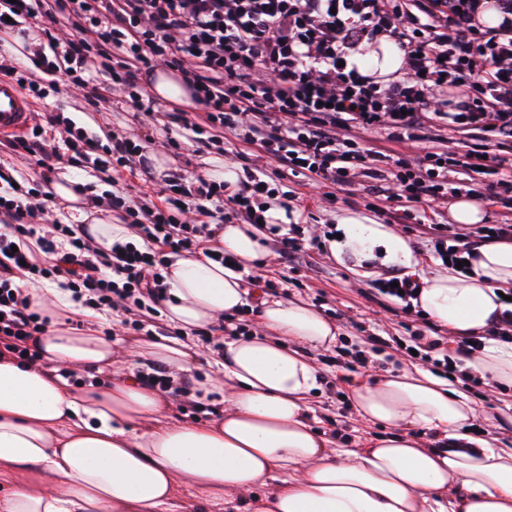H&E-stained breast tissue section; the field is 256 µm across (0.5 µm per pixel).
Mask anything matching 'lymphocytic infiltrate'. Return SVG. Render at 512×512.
<instances>
[{"instance_id":"lymphocytic-infiltrate-1","label":"lymphocytic infiltrate","mask_w":512,"mask_h":512,"mask_svg":"<svg viewBox=\"0 0 512 512\" xmlns=\"http://www.w3.org/2000/svg\"><path fill=\"white\" fill-rule=\"evenodd\" d=\"M494 2L502 20L493 29L478 18ZM74 17L73 38L59 41L49 25ZM45 35L51 58L39 67L59 73L65 86L84 91L92 108L119 94L147 118H161L173 149L202 154L233 130L259 145L281 170L314 182L346 183L351 171L384 163L403 197L425 204L458 195L454 177L463 160L489 167L497 186L512 182V0H0V33L16 19ZM404 54L403 73L386 86L350 64L352 55L378 37ZM95 54L112 78L92 85L83 76ZM178 72L201 111L157 115L147 97L154 65ZM460 95L449 102V88ZM453 131L477 130L499 146L465 158L434 145L416 163L360 147L355 128L380 129L391 138L428 142L423 114ZM46 130L14 136L12 150L33 166L32 187H0V350L20 360L39 357L47 319L30 311L26 284L64 279L97 311H121L122 326L137 336L166 335L156 311L165 301L161 268L167 255L224 257L219 234L226 223L257 224L273 191L259 172L228 186L198 175L174 183L162 199L129 205L113 193L110 211L131 217L135 242L104 251L86 225L43 223L42 186L51 184L62 151L101 170L99 142L115 161L143 181L153 179L147 148L151 135L102 138L66 125L55 112ZM62 127L63 142L48 135Z\"/></svg>"}]
</instances>
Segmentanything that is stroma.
Wrapping results in <instances>:
<instances>
[{
  "label": "stroma",
  "instance_id": "1",
  "mask_svg": "<svg viewBox=\"0 0 512 512\" xmlns=\"http://www.w3.org/2000/svg\"><path fill=\"white\" fill-rule=\"evenodd\" d=\"M56 110L66 112L76 126H83L87 117H94L97 124L109 127L122 134L138 128L139 123L129 105L111 102L108 110L96 113L82 96L61 92L53 99ZM62 165L72 166L76 176L95 184L99 190H118L130 200H138L143 192H156L153 183L132 177L116 163H109L105 172L98 173L63 157ZM233 167L238 176L256 166L266 169V180L270 187L285 191L290 197L291 210L288 214L287 233L297 238L324 235L334 230L336 219L350 211L381 221L380 211L385 208V198L393 194L390 181H378L372 171L363 169L353 178L351 184L342 187H327L312 184L303 175L295 174L281 179L275 166L267 164L259 147L241 142L232 131L224 133L223 150L193 157L192 168L199 173ZM449 201H439L424 207L408 204L407 215L395 227L396 232L406 241L411 250L420 257L425 276L442 272L441 260L435 252L436 243H446L459 225L449 223ZM424 224L440 225L437 238L421 234ZM267 255L262 263L250 267L253 276L270 279L284 276L288 279L286 297L303 301L319 309L324 316L339 328L336 349L347 353L354 351L360 343L361 332L375 333L384 337L409 338L410 334L427 335L432 320L427 314L407 316L387 295L377 291L379 278L391 276V269L366 278L354 274L355 260L347 256L335 259L329 251L304 250L298 252L291 262L282 261L274 248L272 239H265ZM311 356L319 372V389L310 397L313 409V426L326 436L333 446L355 449L365 440L386 435V428L361 421L353 407H350V389L357 383L373 379L389 372L422 367L421 359L410 358L398 351L394 355H377L371 367L349 371L327 365L328 351L315 350ZM451 388L465 393L480 411L475 422L481 439L495 448H512V384L483 380L475 386L464 384L461 375L447 379Z\"/></svg>",
  "mask_w": 512,
  "mask_h": 512
}]
</instances>
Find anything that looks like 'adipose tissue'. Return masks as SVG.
<instances>
[{
	"label": "adipose tissue",
	"instance_id": "1",
	"mask_svg": "<svg viewBox=\"0 0 512 512\" xmlns=\"http://www.w3.org/2000/svg\"><path fill=\"white\" fill-rule=\"evenodd\" d=\"M78 184L64 171L53 185L68 219L88 225L101 247L131 241L127 226L87 203ZM336 231L328 241L334 258L420 266L403 238L369 217L343 215ZM219 240L235 267L203 255L168 266L164 314L181 329L213 325L250 304L240 270L262 254V237L252 225L228 224ZM510 290L512 241L486 242L467 272L424 279L419 304L452 337L484 336L473 370L512 383V343L485 336ZM28 294L49 323L40 360L0 353V512H162L186 484L212 503L265 488L258 512H512V448L470 437V400L424 371L353 387L358 415L389 433L358 452L329 447L311 423L308 400L319 379L306 351L331 348L338 329L313 305L263 300L264 333L225 342L216 360L226 379L223 416L170 422L160 392L113 374L111 337L91 324L71 326L80 309L70 291L52 284ZM138 354L185 375L199 360L196 348L175 339L143 341ZM89 370L113 378L105 386L70 383ZM417 428L436 435L438 446L419 441Z\"/></svg>",
	"mask_w": 512,
	"mask_h": 512
}]
</instances>
